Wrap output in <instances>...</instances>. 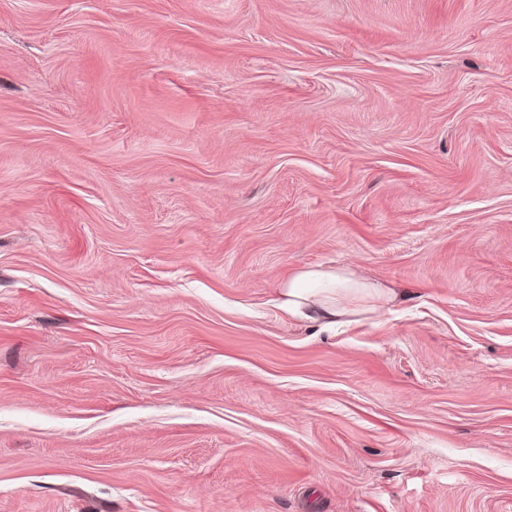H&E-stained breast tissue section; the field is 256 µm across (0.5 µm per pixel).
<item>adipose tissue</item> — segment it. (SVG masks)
Wrapping results in <instances>:
<instances>
[{"mask_svg": "<svg viewBox=\"0 0 512 512\" xmlns=\"http://www.w3.org/2000/svg\"><path fill=\"white\" fill-rule=\"evenodd\" d=\"M390 298L379 285L355 273L327 267H305L292 274L282 287V309L290 316L319 323L329 329L347 315L346 300L367 304L379 312Z\"/></svg>", "mask_w": 512, "mask_h": 512, "instance_id": "1", "label": "adipose tissue"}]
</instances>
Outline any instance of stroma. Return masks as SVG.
<instances>
[{"mask_svg": "<svg viewBox=\"0 0 512 512\" xmlns=\"http://www.w3.org/2000/svg\"><path fill=\"white\" fill-rule=\"evenodd\" d=\"M0 512H512V0H0ZM281 297L280 306L288 315L329 329L343 322L349 313L346 300L363 301L370 312L377 313L390 300V293L353 272L305 267L288 278Z\"/></svg>", "mask_w": 512, "mask_h": 512, "instance_id": "1", "label": "stroma"}]
</instances>
